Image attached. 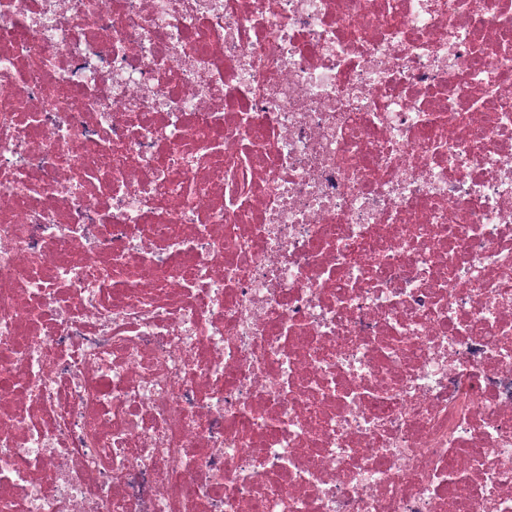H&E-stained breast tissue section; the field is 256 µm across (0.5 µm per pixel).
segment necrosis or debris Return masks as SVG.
Returning a JSON list of instances; mask_svg holds the SVG:
<instances>
[{"mask_svg":"<svg viewBox=\"0 0 512 512\" xmlns=\"http://www.w3.org/2000/svg\"><path fill=\"white\" fill-rule=\"evenodd\" d=\"M0 512H512V0H0Z\"/></svg>","mask_w":512,"mask_h":512,"instance_id":"obj_1","label":"necrosis or debris"}]
</instances>
